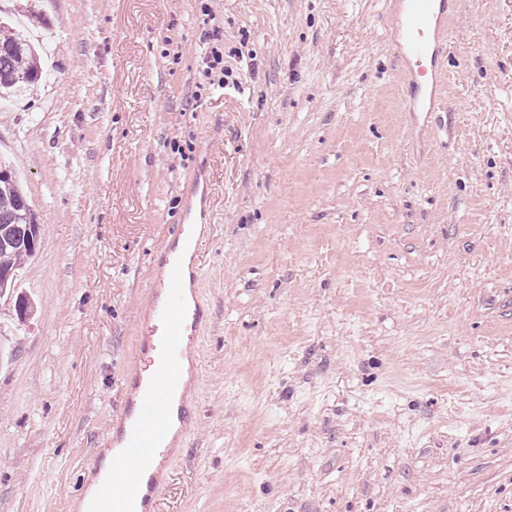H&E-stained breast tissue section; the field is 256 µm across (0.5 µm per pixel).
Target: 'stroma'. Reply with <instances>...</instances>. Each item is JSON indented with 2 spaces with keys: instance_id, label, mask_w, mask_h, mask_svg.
I'll return each instance as SVG.
<instances>
[{
  "instance_id": "stroma-1",
  "label": "stroma",
  "mask_w": 512,
  "mask_h": 512,
  "mask_svg": "<svg viewBox=\"0 0 512 512\" xmlns=\"http://www.w3.org/2000/svg\"><path fill=\"white\" fill-rule=\"evenodd\" d=\"M0 109L43 246L0 306V512H71L200 196L212 318L157 512H512V0H460L410 110L383 0H8ZM218 32L234 82L209 83ZM41 77L39 58L26 32L0 22V98L29 90Z\"/></svg>"
}]
</instances>
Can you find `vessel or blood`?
Wrapping results in <instances>:
<instances>
[{"mask_svg":"<svg viewBox=\"0 0 512 512\" xmlns=\"http://www.w3.org/2000/svg\"><path fill=\"white\" fill-rule=\"evenodd\" d=\"M386 7L401 16L397 53L417 91L413 105L433 116L458 0H388ZM161 256L170 269L151 280L150 307L141 321L139 352L148 364L128 373L130 394L113 425L117 463L96 492L82 493L83 512H153L161 475L173 459L169 407L182 395L183 366L211 311L201 295L187 296L180 259L167 250Z\"/></svg>","mask_w":512,"mask_h":512,"instance_id":"vessel-or-blood-1","label":"vessel or blood"}]
</instances>
